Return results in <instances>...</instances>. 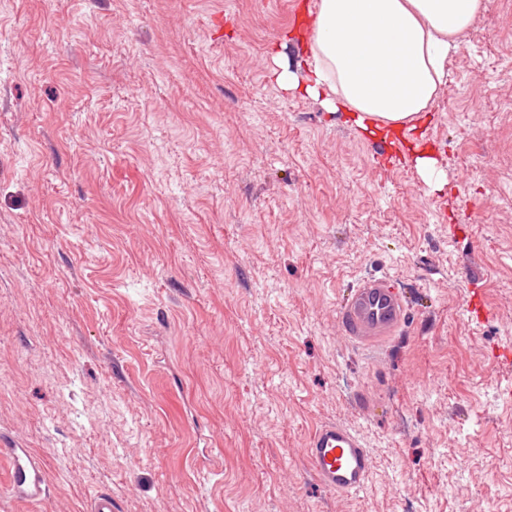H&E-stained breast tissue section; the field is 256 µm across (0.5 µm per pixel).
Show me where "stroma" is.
Here are the masks:
<instances>
[{
    "mask_svg": "<svg viewBox=\"0 0 512 512\" xmlns=\"http://www.w3.org/2000/svg\"><path fill=\"white\" fill-rule=\"evenodd\" d=\"M292 2L0 0V438L50 481L0 459V512H512V0L420 124L438 191L271 78ZM371 276L408 315L365 349ZM325 422L359 493L310 471ZM407 318L402 298L385 277L362 280L341 305L338 322L352 340L369 344L393 336ZM317 481L327 489L357 493L365 485L371 460L358 435L336 423H324L304 448ZM0 455L10 464L9 492L17 498L40 502L48 493L46 467L42 459L30 448L1 441Z\"/></svg>",
    "mask_w": 512,
    "mask_h": 512,
    "instance_id": "stroma-1",
    "label": "stroma"
}]
</instances>
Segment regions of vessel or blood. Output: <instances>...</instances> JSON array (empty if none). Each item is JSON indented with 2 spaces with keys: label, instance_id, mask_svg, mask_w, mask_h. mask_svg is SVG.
Segmentation results:
<instances>
[{
  "label": "vessel or blood",
  "instance_id": "vessel-or-blood-1",
  "mask_svg": "<svg viewBox=\"0 0 512 512\" xmlns=\"http://www.w3.org/2000/svg\"><path fill=\"white\" fill-rule=\"evenodd\" d=\"M407 308L387 278L362 280L341 305L338 322L352 340L369 344L402 327ZM304 453L317 481L327 489L346 494L362 490L371 460L358 435L335 423H324L311 435ZM0 457L10 464L9 492L17 498L42 501L47 493L46 467L31 449L0 444Z\"/></svg>",
  "mask_w": 512,
  "mask_h": 512
}]
</instances>
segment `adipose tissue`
<instances>
[{
	"label": "adipose tissue",
	"instance_id": "obj_1",
	"mask_svg": "<svg viewBox=\"0 0 512 512\" xmlns=\"http://www.w3.org/2000/svg\"><path fill=\"white\" fill-rule=\"evenodd\" d=\"M483 7L484 0H319L306 57L273 77L359 128H412L448 83V56Z\"/></svg>",
	"mask_w": 512,
	"mask_h": 512
}]
</instances>
